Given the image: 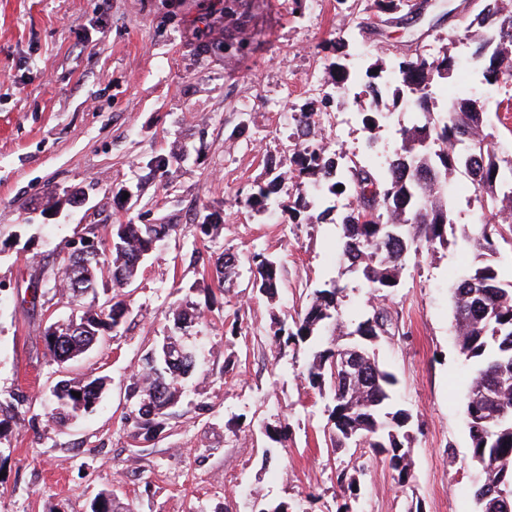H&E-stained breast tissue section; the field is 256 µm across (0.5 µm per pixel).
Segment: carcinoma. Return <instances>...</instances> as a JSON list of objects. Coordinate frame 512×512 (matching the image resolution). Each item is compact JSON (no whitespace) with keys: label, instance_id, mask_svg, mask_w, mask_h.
Listing matches in <instances>:
<instances>
[{"label":"carcinoma","instance_id":"1","mask_svg":"<svg viewBox=\"0 0 512 512\" xmlns=\"http://www.w3.org/2000/svg\"><path fill=\"white\" fill-rule=\"evenodd\" d=\"M409 0H338L346 35L336 40V57L348 56L354 46V23L360 15L386 12L408 6ZM471 52L468 69L489 87L512 83V0H478V12L466 26ZM332 88L323 107L332 106L348 87L346 65L331 63ZM459 64L446 53L430 57L418 53L400 61L376 60L366 70L367 92L375 103L383 101L382 90H393L392 106L409 93L424 122L401 130V146L384 158L383 164L363 165L330 154L310 136L317 124L316 112L292 115L296 137L288 164L266 161V179L257 184L245 204L259 214L277 209L291 223L307 214L311 223L322 224L333 212L317 208L326 199H348L344 211L332 219L342 225L340 242L343 261L368 282L372 294L386 298L399 284L407 257L420 245L431 246L446 239L452 223L448 182L458 174L473 172L477 192L487 198L489 218L480 232L466 236L473 250L482 256L496 253V240L512 246V160L500 156L494 146V126L488 121L485 102L467 81L458 80L445 111L432 117L431 87L435 79L458 74ZM319 187L312 196L292 197L288 183ZM343 189L338 191L336 186ZM374 208L375 220L358 221L356 209ZM176 224L112 225L110 237L100 234L101 226L89 224L92 242L68 245L55 253L53 287L34 288L33 299L78 306L73 315L44 335L45 355L66 369V364L106 342L107 334L118 330L129 313L125 288L131 285L144 263L176 232ZM221 224L210 221L194 225V241H211ZM194 262L223 284L239 263V256L222 252L203 257L195 248ZM253 274L252 286L270 298L278 293L279 262L261 252L247 256ZM107 278L112 295L98 303V279ZM344 288L331 281L326 287L306 294V304L291 321L282 320L275 331L278 351L306 347L313 360L307 373L310 387L327 399V429L330 443L337 448H370L388 460L396 483L404 488L413 478L409 440L411 414L394 406L389 388L394 376L381 364L374 346L395 335L397 325L389 309L381 304L359 321L354 330L342 331ZM93 304L83 307L84 296ZM453 326L457 345L473 370L464 399V416L470 438V454L482 470L483 482L476 486L477 512H512V287L505 288L496 266L485 261L464 273L453 287ZM200 314L186 309L173 312L170 334L145 355L134 382L133 410L125 420L135 432L155 436L162 428L177 398L180 380L196 369L192 351L182 347L181 338ZM355 345L364 354L363 364L347 382L336 379L332 362L336 352ZM105 378L88 375L81 380L62 379L53 387L52 420L64 424L81 417L99 400ZM80 396H74V393ZM13 395L0 397V427L19 419L24 411Z\"/></svg>","mask_w":512,"mask_h":512}]
</instances>
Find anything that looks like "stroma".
Here are the masks:
<instances>
[{
    "instance_id": "1",
    "label": "stroma",
    "mask_w": 512,
    "mask_h": 512,
    "mask_svg": "<svg viewBox=\"0 0 512 512\" xmlns=\"http://www.w3.org/2000/svg\"><path fill=\"white\" fill-rule=\"evenodd\" d=\"M224 0H0V393L29 402L0 431V512H90L113 492L126 512H476L478 470L463 412L470 365L451 326V287L477 259L465 232L488 215L478 192L454 179L447 241L411 255L385 301L399 331L376 346L396 378L392 396L413 416V480L398 487L384 456L324 442L325 401L305 380L304 349L278 355L276 318L299 311L302 290L335 280L352 321L372 302L365 280L338 255L337 224H294L247 208L265 178L267 155L287 156L291 113L317 112L330 151L375 161L400 144L418 114L399 105L379 128L357 114L370 107L366 68L379 57L448 50L466 60L460 16L474 0H430L423 15L374 12L346 61L347 98L321 105L342 21L336 0H238L242 26L224 23ZM250 40L239 53L209 43ZM488 117L500 153L512 159V85L489 91ZM240 138H232L236 126ZM172 156L168 171L146 168ZM224 224L209 252L276 256L275 298L252 287L248 265L217 282L192 265V224ZM127 220L179 230L145 264L126 301L129 315L104 346L79 359L72 377H105L92 411L71 425L48 419L59 375L45 357L43 308L25 302L32 276L89 224ZM208 306L184 336L196 371L161 432L135 435L124 405L150 345L166 336L171 309ZM242 330L232 333L233 323ZM287 423L286 445L266 427ZM360 468L357 497L336 472Z\"/></svg>"
}]
</instances>
